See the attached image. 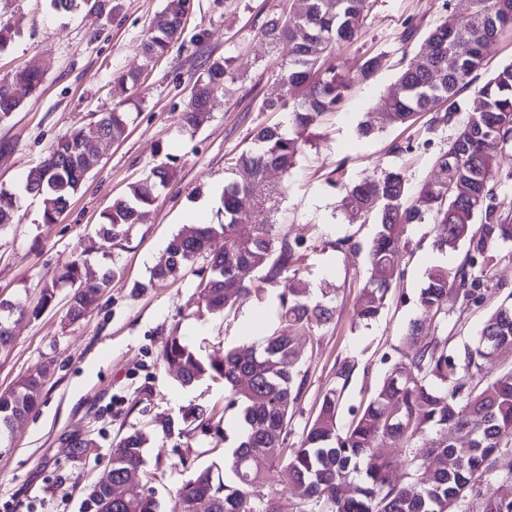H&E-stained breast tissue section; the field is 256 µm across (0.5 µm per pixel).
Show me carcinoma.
Instances as JSON below:
<instances>
[{"label":"carcinoma","instance_id":"1","mask_svg":"<svg viewBox=\"0 0 512 512\" xmlns=\"http://www.w3.org/2000/svg\"><path fill=\"white\" fill-rule=\"evenodd\" d=\"M189 0H167V20L150 29L143 44L147 60L164 56L182 33ZM298 6L280 28L270 34L288 41L283 85L297 94L291 123L264 126L253 136V147L242 152L237 165L245 178L224 186V223L202 224L188 235H174L153 270L156 279L176 276L205 253L208 266L198 283L199 299L210 314L223 315L239 299L257 293L264 283L285 280L281 320L288 331L267 336L258 345L242 346L202 357L177 332L165 339L161 358L176 369L178 382L190 386L201 379L224 385V410H234L245 433L231 457L224 459L230 478H217L213 467L200 468L179 487L171 512H512V369L488 376L504 350L512 349V291L485 315L475 342L457 351L448 337L437 335L438 322L448 318V303L464 310L480 309L496 293L487 267L502 247L512 243V210L498 202L497 184L512 180V171L499 175L487 138L512 143V64L498 69L479 89V105L470 109L448 150L436 161L439 175L424 182L416 203H409L405 175L394 168L379 177L354 184L344 199L349 222L378 221L367 252L368 279L353 306L358 322L376 319L388 303L400 246L413 224L435 225V246L440 250L466 247L456 268L436 265L427 273L418 302L422 317L413 321L399 346L386 354L382 383L365 401L348 404L344 392L358 363L336 360L334 384L324 393L315 416L297 445L288 447L291 412L301 398L307 374L300 368L297 349L329 324L335 307L315 299L303 278V243L290 244L273 234L270 224H253L239 207L240 196L253 192L270 168L288 172L295 167L307 134L326 112L336 109L350 89V79L332 62L336 46L355 38L363 26L366 0H297ZM472 13L445 21L427 37L429 53L414 55L401 69L393 88L382 101L391 119L414 122L432 114L431 125H448L462 111L460 93L484 68L485 51L507 27H512V0H472ZM58 14L86 8L103 10L105 0H50ZM469 45L461 54L459 42ZM385 56L373 54L359 65L365 80L384 65ZM230 60L213 61L198 77L186 104L184 125L196 128L204 120L212 93L224 89ZM42 74L34 68L17 71L12 80L0 81V122L20 107L12 85L34 90ZM127 112L113 109L59 140L24 178L25 190L49 198L54 208L44 210L43 223L54 224L70 199L81 189L97 165L95 141L106 137L120 142L127 136ZM170 167L161 163L145 178L129 186L112 201L99 225L107 244L129 240L145 210L168 186ZM16 194L0 188V229L15 223ZM262 273L254 286L238 271ZM124 275L112 264L95 270L74 261L57 281L71 293L68 315L81 318ZM15 306L0 301V347L12 340L10 319ZM45 372L24 377L8 392L0 393V436L14 417L27 413L42 394ZM349 415L342 430L338 419ZM439 432L427 445L426 436ZM148 435L135 430L113 443L112 480L145 462ZM403 452L408 481L389 478L395 449ZM284 463L291 474L285 497L266 490L269 469ZM153 496L129 494L112 500V508L99 498L83 501L81 512H158Z\"/></svg>","mask_w":512,"mask_h":512}]
</instances>
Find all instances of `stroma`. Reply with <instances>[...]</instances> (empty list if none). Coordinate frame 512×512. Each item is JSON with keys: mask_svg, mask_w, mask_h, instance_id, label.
<instances>
[{"mask_svg": "<svg viewBox=\"0 0 512 512\" xmlns=\"http://www.w3.org/2000/svg\"><path fill=\"white\" fill-rule=\"evenodd\" d=\"M119 4L117 17L108 21L87 11L57 14L50 0H0V21H23L0 52V80L33 65L43 72L37 90L17 87L22 106L0 123V187L17 192L20 205L15 223L0 229V300L25 309L13 319L10 345L0 349V393L37 369L47 371L40 400L0 452V512H80L82 490L108 468L113 441L137 429L152 436L147 466L162 467L157 496L168 501L170 491L191 475L183 459L223 464L238 430L235 414L224 409L223 385L202 380L184 387L163 365L168 333L179 328L186 343L209 355L258 342L280 327L276 286L246 298L238 315L199 314L197 273L205 257L174 278L153 283L149 277L168 239L184 230L194 203L236 178L235 163L254 130L284 121L286 108L266 111L261 104L268 97L291 98L280 81L288 46L266 33L268 25L287 19L290 4L192 0L179 40L153 63L142 43L165 0ZM462 8L461 0H369L360 33L337 47L335 63L353 77L364 56L385 54V66L369 80L354 77L341 107L314 127L290 174L269 170L263 185L240 201L253 223L275 225L279 235L303 242L305 280L336 296L332 322L300 345L307 382L289 422L290 442L301 439L337 359L358 362L347 399L356 404L369 397L386 371L382 354L421 316L417 294L429 268L446 258L456 265L464 259V249L444 253L435 247L432 225H413L387 308L370 323L353 321L355 298L367 280L365 250L376 227L348 223L342 200L353 184L390 167L400 168L414 189L436 176V160L456 126L429 130L425 114L410 125L394 122L380 100L395 82L404 52L419 51L429 30L459 18ZM408 28L413 36L406 41L402 33ZM229 56L233 80L212 98L198 128L184 127L182 113L197 78L209 61ZM508 63L510 29L488 47L483 70L461 99L473 103L490 75ZM130 72L140 81L123 103L113 94V80ZM119 105L130 114L126 139L101 146L100 162L59 221L44 223L42 199L23 192L26 173L59 138ZM370 115L377 119L374 133L358 136V124ZM164 161L172 182L129 241L112 249L102 245L96 232L113 198ZM79 258L100 268L119 264L125 274L78 320L67 315L70 288L63 283L53 302L40 308L44 285ZM192 410L215 414L220 431L186 428L181 418ZM161 415L175 422L169 434L154 431ZM76 438L94 445L76 451Z\"/></svg>", "mask_w": 512, "mask_h": 512, "instance_id": "stroma-1", "label": "stroma"}]
</instances>
